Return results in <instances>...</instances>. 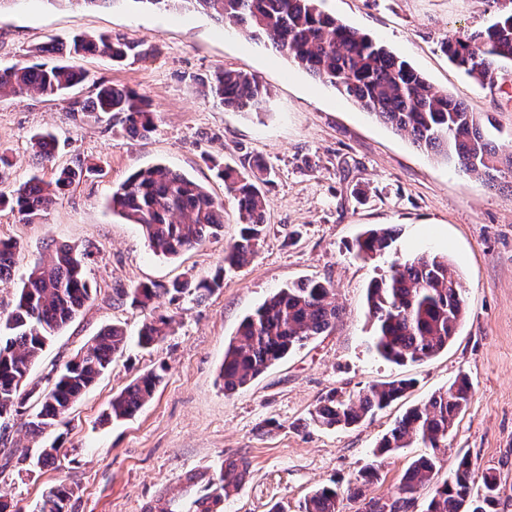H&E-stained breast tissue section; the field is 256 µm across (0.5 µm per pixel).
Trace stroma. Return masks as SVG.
Returning <instances> with one entry per match:
<instances>
[{
    "mask_svg": "<svg viewBox=\"0 0 512 512\" xmlns=\"http://www.w3.org/2000/svg\"><path fill=\"white\" fill-rule=\"evenodd\" d=\"M322 7L486 119L491 140L512 141V62L501 63L499 84L490 89L440 48L449 35L486 26L494 14L490 0H323ZM77 31L135 42L143 53L120 63L92 53L67 57L90 78L73 98L93 96L97 82L136 90L151 101L155 127L143 139L127 134L117 116L98 121L37 93L0 97V151L17 181L36 172L51 176L35 166L38 133L57 136L56 167L79 160L98 167L38 223L0 209V240L17 244L12 275L0 281V311L11 308L29 270L58 245L89 250L85 276L92 286L90 300L31 366L26 386L33 396L0 428V502L7 512H35L43 491L60 482L73 490L67 512H140L143 499L178 492L186 470H217L240 458L249 464L248 482L224 512H270L276 505L300 512L313 489L347 488L374 461L395 420L461 374L473 383L470 404L417 498L431 496L466 456L497 475L499 512H512V174L491 185L427 155L279 51L190 6L0 0V69L29 63L36 49ZM224 68L268 84L263 112H229L205 96L203 79ZM216 160L240 171L257 161L267 166L269 181L261 187L267 231L242 266L225 272L222 288L173 299L166 288L209 277L238 234V211L225 198ZM157 163L224 201L223 230L171 259L153 253L138 225L106 207L113 187ZM374 226L396 228V248L358 259L355 240ZM422 252L447 255L463 286L466 315L447 349L397 365L369 348L366 289L395 257ZM311 279L329 281L343 310L333 331L225 395L219 371L242 319L279 288ZM142 283L162 288L155 304L175 318L170 333L148 349L136 342L145 311L114 300L116 289ZM112 324L125 328L126 349L63 423L30 435L25 424L40 407L38 391ZM157 369L163 379L133 417L102 422L114 395ZM401 378L415 381L406 396L357 426L327 429L310 421L330 391L355 393ZM53 445L54 462L43 464L42 449Z\"/></svg>",
    "mask_w": 512,
    "mask_h": 512,
    "instance_id": "1",
    "label": "stroma"
}]
</instances>
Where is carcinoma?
I'll return each instance as SVG.
<instances>
[{"label": "carcinoma", "instance_id": "1", "mask_svg": "<svg viewBox=\"0 0 512 512\" xmlns=\"http://www.w3.org/2000/svg\"><path fill=\"white\" fill-rule=\"evenodd\" d=\"M158 8L191 5L210 14L221 26L230 25L253 40H263L303 68L317 81L335 88L400 134L409 136L420 150L442 159H454L468 173L492 183L507 169L512 172V142L497 144L486 135L481 119L461 102L436 91L409 64L384 44L347 27L319 8V0H140ZM70 55L97 52L114 61L141 55L139 45L114 41L101 35L90 38L75 33L62 46ZM442 50L450 62L480 85L499 76V63L512 61V14L496 16L484 29L444 39ZM84 73L61 63L15 65L0 71V95L37 92L65 100L67 92L83 83ZM207 95L235 112L260 113L269 95L267 84L246 70L222 69L203 82ZM72 112H103L122 116L130 133L145 137L154 128V113L145 96L124 87L100 84L88 105L73 102ZM36 160L43 169L52 163L55 138L34 136ZM228 196L237 206L240 235L224 250V263L240 266L266 233L265 203L259 184L266 182L267 168L256 164L244 174L213 162ZM97 171L82 161L63 167L51 180L33 175L28 181H12V164L0 154V207L17 211L26 224L42 219L56 197L74 183ZM112 212L142 229L153 252L177 256L215 236L224 224V202L204 186L163 164L141 168L112 190ZM395 231L368 228L356 240V256L368 260L392 249ZM17 244L0 241V280L11 276ZM87 252L69 246L52 250L36 263L19 289L13 308L0 314V419L17 415L25 397L20 390L31 364L55 334L70 323L90 299L92 288L85 277ZM223 285V269L197 282L185 280L171 288L175 295H210ZM459 278L450 271L448 257L423 253L396 259L367 288L369 315L375 332L371 348L383 359L403 364L431 358L448 347L465 317ZM117 299L143 310L157 296V288L141 284L116 289ZM328 282H307L281 288L240 324L237 337L224 353L220 372L224 394L246 386L276 362L302 348L315 336L332 329L342 317ZM172 317H145L138 343L152 347L166 335ZM127 336L122 327L101 331L88 352L68 361L53 386L40 397L39 412L26 422L28 431L42 433L66 415L72 403L103 374L112 357L123 350ZM162 376L151 371L136 377L112 398L104 414L107 421L132 416L153 396ZM410 379L374 384L356 395L331 392L311 412L313 423L327 428H346L360 423L377 410L401 398L412 387ZM472 386L465 375L448 389L409 409L380 441L376 456L419 445L427 452L402 476L398 489L404 502L438 471L440 455L448 447L455 420L467 408ZM379 464L367 465L356 483L341 492L335 487L313 490L301 512H339L341 498L359 504L357 512H384L382 499L368 496L377 480ZM72 488L60 483L42 495L38 512H66ZM499 483L491 471H481L463 457L452 476L428 500L423 512H497Z\"/></svg>", "mask_w": 512, "mask_h": 512}]
</instances>
